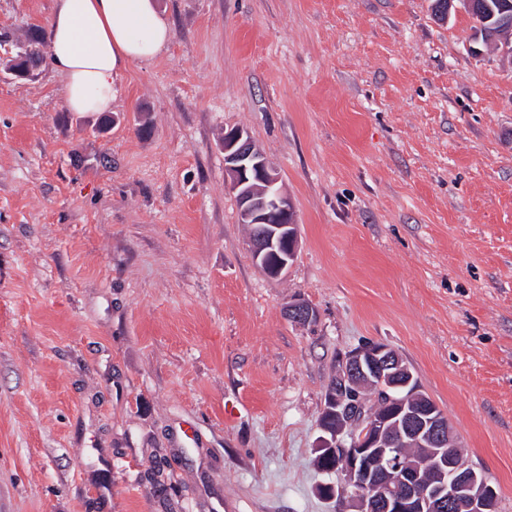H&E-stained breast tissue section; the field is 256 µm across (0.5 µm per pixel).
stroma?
<instances>
[{
  "label": "stroma",
  "instance_id": "35a3bbf8",
  "mask_svg": "<svg viewBox=\"0 0 512 512\" xmlns=\"http://www.w3.org/2000/svg\"><path fill=\"white\" fill-rule=\"evenodd\" d=\"M430 5L158 0L172 39L105 134L49 63L0 75V512H338L319 419L366 340L512 512V64ZM54 6L0 0V57ZM236 127L295 206L279 277L226 182ZM284 313L289 322L298 325H308L317 318L315 309L300 299L290 300Z\"/></svg>",
  "mask_w": 512,
  "mask_h": 512
}]
</instances>
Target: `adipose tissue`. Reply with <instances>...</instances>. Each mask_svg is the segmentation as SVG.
<instances>
[{"instance_id":"1","label":"adipose tissue","mask_w":512,"mask_h":512,"mask_svg":"<svg viewBox=\"0 0 512 512\" xmlns=\"http://www.w3.org/2000/svg\"><path fill=\"white\" fill-rule=\"evenodd\" d=\"M171 38L154 0H56L47 56L64 105L83 114L109 111L119 77L154 59Z\"/></svg>"}]
</instances>
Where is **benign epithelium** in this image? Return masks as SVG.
I'll use <instances>...</instances> for the list:
<instances>
[{
  "mask_svg": "<svg viewBox=\"0 0 512 512\" xmlns=\"http://www.w3.org/2000/svg\"><path fill=\"white\" fill-rule=\"evenodd\" d=\"M456 2L469 14L479 12L478 0H434L435 14L446 18ZM220 146L241 223L268 225L266 233L249 239L253 259L277 277L299 249L294 204L245 129L224 131ZM281 239L287 254L269 269L264 257ZM285 316L298 325L317 318L315 309L300 299L288 302ZM381 397L387 399L382 410L362 416L353 410ZM322 413L335 424L320 423L316 459L323 472L336 474V481L321 490L342 503L343 512H447L458 504L465 512H493L495 489L483 472L467 466L447 418L389 345L368 342L341 355ZM408 447L426 449L420 462L405 457Z\"/></svg>",
  "mask_w": 512,
  "mask_h": 512,
  "instance_id": "7a95c632",
  "label": "benign epithelium"
}]
</instances>
